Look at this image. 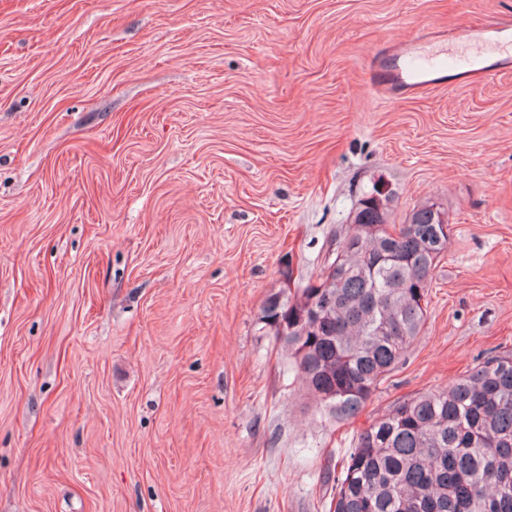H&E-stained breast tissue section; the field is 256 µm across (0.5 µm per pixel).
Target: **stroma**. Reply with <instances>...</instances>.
<instances>
[{"label": "stroma", "instance_id": "35a3bbf8", "mask_svg": "<svg viewBox=\"0 0 512 512\" xmlns=\"http://www.w3.org/2000/svg\"><path fill=\"white\" fill-rule=\"evenodd\" d=\"M473 16L512 0H0V512H329L360 429L512 350V74L367 83ZM376 186L449 244L343 421L262 309Z\"/></svg>", "mask_w": 512, "mask_h": 512}]
</instances>
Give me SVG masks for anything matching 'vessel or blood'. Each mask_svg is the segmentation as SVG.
I'll return each mask as SVG.
<instances>
[{"instance_id": "obj_1", "label": "vessel or blood", "mask_w": 512, "mask_h": 512, "mask_svg": "<svg viewBox=\"0 0 512 512\" xmlns=\"http://www.w3.org/2000/svg\"><path fill=\"white\" fill-rule=\"evenodd\" d=\"M512 74V22L476 18L441 33L426 28L385 43L368 82L395 99L431 93L447 83L470 84Z\"/></svg>"}]
</instances>
